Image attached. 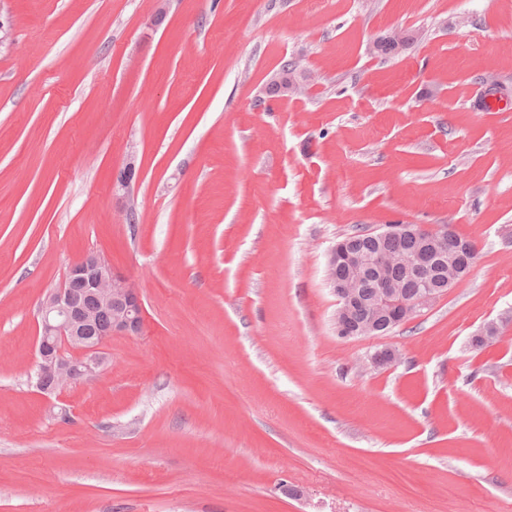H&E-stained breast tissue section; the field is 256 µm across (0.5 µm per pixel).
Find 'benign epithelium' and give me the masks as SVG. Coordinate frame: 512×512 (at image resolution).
Here are the masks:
<instances>
[{
    "label": "benign epithelium",
    "mask_w": 512,
    "mask_h": 512,
    "mask_svg": "<svg viewBox=\"0 0 512 512\" xmlns=\"http://www.w3.org/2000/svg\"><path fill=\"white\" fill-rule=\"evenodd\" d=\"M292 77L282 90L293 96L305 93L306 72L293 62ZM136 175L134 159L113 178V188L126 190ZM383 243L398 237L420 240L416 252L400 264L416 273L433 272L425 288L407 304L395 280L389 275L390 256L380 249L371 256L358 252L344 239L331 249L326 276L336 295L335 326L343 338L383 336L392 326L404 322L419 310L430 307L452 288V281L438 274V263L450 257L458 273L468 276L473 265L456 254H448V227L433 229L417 224H388L372 231ZM346 267L357 279L373 276L377 291L359 319H353L360 302L356 289L336 278V267ZM41 327L37 342L36 390L46 396L60 395L81 379L96 376L104 364V347L115 334L136 336L143 324V304L138 288L125 275L116 272L96 252L84 254L74 263L61 287L45 295L40 308Z\"/></svg>",
    "instance_id": "7a95c632"
}]
</instances>
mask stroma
Wrapping results in <instances>:
<instances>
[{"label":"stroma","instance_id":"obj_1","mask_svg":"<svg viewBox=\"0 0 512 512\" xmlns=\"http://www.w3.org/2000/svg\"><path fill=\"white\" fill-rule=\"evenodd\" d=\"M157 7L0 0V512H512V103L483 99L512 0ZM291 60L307 92L269 96ZM386 224L451 225L475 267L340 338L328 253ZM90 250L143 328L47 399L39 307Z\"/></svg>","mask_w":512,"mask_h":512}]
</instances>
